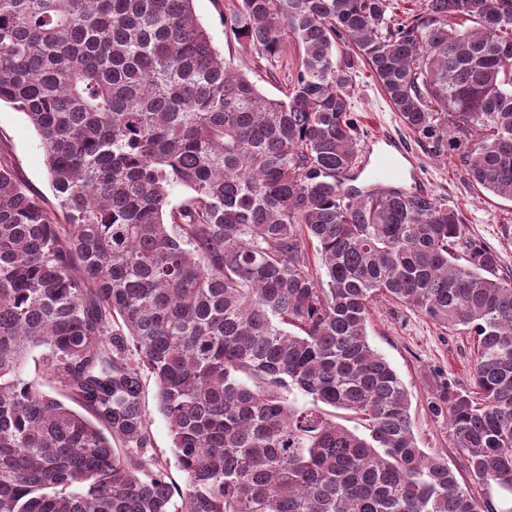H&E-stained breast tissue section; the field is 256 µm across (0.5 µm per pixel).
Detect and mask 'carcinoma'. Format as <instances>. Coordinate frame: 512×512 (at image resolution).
<instances>
[{
  "mask_svg": "<svg viewBox=\"0 0 512 512\" xmlns=\"http://www.w3.org/2000/svg\"><path fill=\"white\" fill-rule=\"evenodd\" d=\"M224 32L270 70L301 49L284 97L194 0H0V103L60 209L0 164V512H496L472 487L512 496V276L458 209L346 182L359 59L432 153L512 199V0H238ZM380 299L476 336L472 386L429 402L464 482L369 343ZM36 351L63 398L23 377ZM237 0H195V13L210 32L216 48L224 57L235 60L243 55L241 46L232 38L224 35V14H228L237 5ZM264 63L248 56V75L256 83L261 92L269 98H282L285 91V82L282 77H271L264 69ZM142 384L143 408L149 420V428L152 438L151 453L170 461V469L168 472L169 477L173 481L176 490L183 488L182 475L175 466V461L171 452L172 442L169 424L158 409L154 381L152 378L144 375Z\"/></svg>",
  "mask_w": 512,
  "mask_h": 512,
  "instance_id": "1",
  "label": "carcinoma"
}]
</instances>
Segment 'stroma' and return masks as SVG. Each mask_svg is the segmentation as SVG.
I'll use <instances>...</instances> for the list:
<instances>
[{
    "instance_id": "1",
    "label": "stroma",
    "mask_w": 512,
    "mask_h": 512,
    "mask_svg": "<svg viewBox=\"0 0 512 512\" xmlns=\"http://www.w3.org/2000/svg\"><path fill=\"white\" fill-rule=\"evenodd\" d=\"M236 3L237 0L194 2L196 15L210 32L216 48L228 59L243 54L238 42L224 34V16ZM355 70L353 105L364 141L363 161L373 160L378 151L370 143L375 132L401 139L417 155L420 180L430 195L457 208L470 237L494 247L499 254L501 272H511L512 200L473 185L455 160L432 154L425 140L400 122L368 67L359 63ZM0 161L13 167L46 209L56 208L40 138L25 114L6 103L0 105ZM367 331L372 347L395 369L409 392L420 447L429 453L442 454L452 469L462 470L464 461L452 445L447 417L432 415L428 403L441 384L458 389L470 387L474 336L448 330L418 312L385 301L373 306ZM142 384L152 452L163 459L171 458V433L158 409L154 381L146 377Z\"/></svg>"
}]
</instances>
